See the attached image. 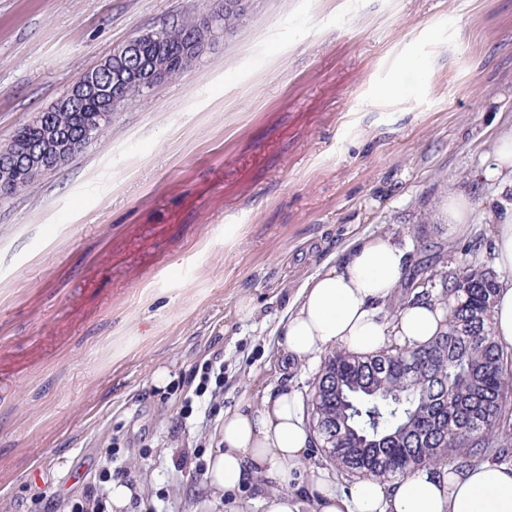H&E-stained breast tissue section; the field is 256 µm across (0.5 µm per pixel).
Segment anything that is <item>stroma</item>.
<instances>
[{
	"label": "stroma",
	"mask_w": 512,
	"mask_h": 512,
	"mask_svg": "<svg viewBox=\"0 0 512 512\" xmlns=\"http://www.w3.org/2000/svg\"><path fill=\"white\" fill-rule=\"evenodd\" d=\"M197 9L0 0V149L115 47ZM509 120L512 0H254L214 30L179 78L0 199V512H51L108 450L140 489L127 512H263L199 471L226 410L308 394L319 363L282 364L288 297L358 234L447 258L426 210L447 188L493 195L475 173ZM211 358L224 390L183 418Z\"/></svg>",
	"instance_id": "1"
}]
</instances>
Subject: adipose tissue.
Here are the masks:
<instances>
[{
  "label": "adipose tissue",
  "instance_id": "1",
  "mask_svg": "<svg viewBox=\"0 0 512 512\" xmlns=\"http://www.w3.org/2000/svg\"><path fill=\"white\" fill-rule=\"evenodd\" d=\"M494 183L496 203L491 266L498 289L491 311L496 341L512 347V126L494 140L492 161L480 172ZM476 204L463 190H444L429 227L448 240L467 238ZM407 241L383 233L348 239L336 261L325 262L291 298L282 317L288 362L305 364L340 347L359 356L398 344L415 349L447 328V300L430 296L392 307L396 289L409 278ZM312 433L298 395L268 390L258 405L225 411L218 446L207 461L212 488L234 492L265 478L279 491L261 499L264 512H301L286 492L310 455ZM311 512H512V465L483 462L465 468H422L405 478L359 479L341 488L312 480Z\"/></svg>",
  "mask_w": 512,
  "mask_h": 512
}]
</instances>
